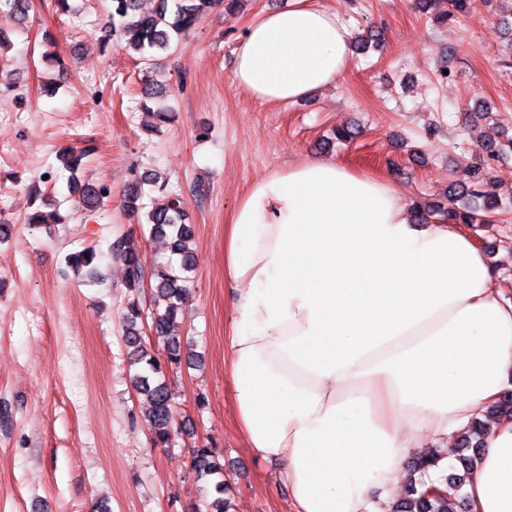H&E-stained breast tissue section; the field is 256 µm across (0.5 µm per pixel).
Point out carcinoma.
Returning a JSON list of instances; mask_svg holds the SVG:
<instances>
[{
    "label": "carcinoma",
    "instance_id": "1",
    "mask_svg": "<svg viewBox=\"0 0 512 512\" xmlns=\"http://www.w3.org/2000/svg\"><path fill=\"white\" fill-rule=\"evenodd\" d=\"M107 16L108 36L117 37L125 49L143 55L155 50H165L172 40L191 30L206 9L218 5L230 7L234 0H157L156 8L145 12L141 0H110ZM425 6L436 10L438 22H446L465 11L469 0H422ZM91 148L79 152L68 151L61 156L64 169L74 174L82 160L90 155ZM157 187L164 193L165 185L158 184L154 173H133L126 195L127 207L139 210L137 201L142 197L143 185ZM79 200L88 210L101 208L109 192L95 184L78 186ZM512 199V185L492 179L477 165L471 179L448 188L445 201L433 205H411L413 221L422 220L448 224H491L503 207V200ZM186 206L182 200L166 194L147 212V223L154 236L167 239L169 257L156 262L151 272L154 281L150 311H145L136 301L127 304L123 322L127 336L130 365L136 368L133 385L143 395L149 408L146 417L152 426L151 444L166 448L179 434L173 395L165 379L166 366H178L182 361L193 364L195 354L184 351L179 337L172 334V325L182 312V301L190 287V273L195 270L196 257L192 248L193 226L186 223ZM113 254L123 262L127 273V287L138 288L144 274V261L140 250L127 240L112 245ZM97 253L85 248L66 257V265L73 271L84 272L87 282H97ZM150 321V336L162 346L164 355L157 357L141 344V327ZM512 415V392L508 391L491 406L489 417ZM483 447V425L474 421L458 441L431 453V461L413 462V471L419 473L418 481L409 496L400 501L392 512H462L466 507L463 488L477 467ZM447 457L460 459L461 475H440L439 485L429 491L431 481L425 480L426 468ZM191 469L199 479L211 481V493L203 502V512H229L231 485L224 481V466L210 448L192 450Z\"/></svg>",
    "mask_w": 512,
    "mask_h": 512
}]
</instances>
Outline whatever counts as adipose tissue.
<instances>
[{
    "label": "adipose tissue",
    "mask_w": 512,
    "mask_h": 512,
    "mask_svg": "<svg viewBox=\"0 0 512 512\" xmlns=\"http://www.w3.org/2000/svg\"><path fill=\"white\" fill-rule=\"evenodd\" d=\"M352 33L314 0L248 26L231 84L269 105L335 85ZM224 338L238 430L279 467L294 512H391L409 456L447 447L512 388V299L453 224L413 223L385 178L330 157L270 172L224 233ZM512 512V417L465 488Z\"/></svg>",
    "instance_id": "obj_1"
}]
</instances>
